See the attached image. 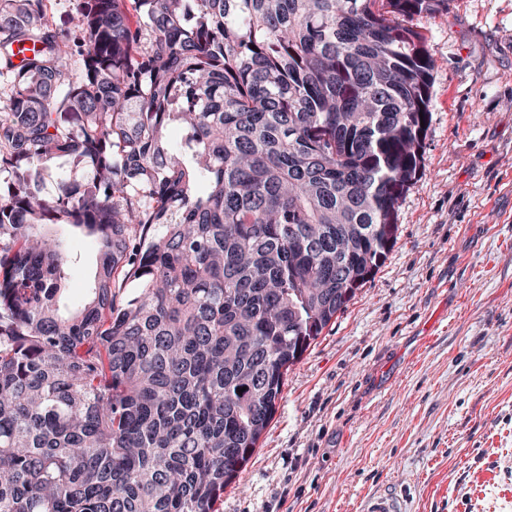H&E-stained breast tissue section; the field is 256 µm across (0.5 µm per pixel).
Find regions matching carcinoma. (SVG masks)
Wrapping results in <instances>:
<instances>
[{
    "label": "carcinoma",
    "mask_w": 512,
    "mask_h": 512,
    "mask_svg": "<svg viewBox=\"0 0 512 512\" xmlns=\"http://www.w3.org/2000/svg\"><path fill=\"white\" fill-rule=\"evenodd\" d=\"M47 2L0 0V512H220L394 245L435 67L406 20L445 0ZM58 233H63L69 249L81 258L79 267L67 288L74 300L77 302L81 298L80 289L85 282L94 275L96 268V254L94 247L88 237L79 229L67 226L64 229L55 228Z\"/></svg>",
    "instance_id": "carcinoma-1"
}]
</instances>
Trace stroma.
<instances>
[{"label":"stroma","mask_w":512,"mask_h":512,"mask_svg":"<svg viewBox=\"0 0 512 512\" xmlns=\"http://www.w3.org/2000/svg\"><path fill=\"white\" fill-rule=\"evenodd\" d=\"M434 57L422 170L385 261L288 370L221 512H512V0L414 17ZM63 234L93 276L88 237Z\"/></svg>","instance_id":"35a3bbf8"}]
</instances>
